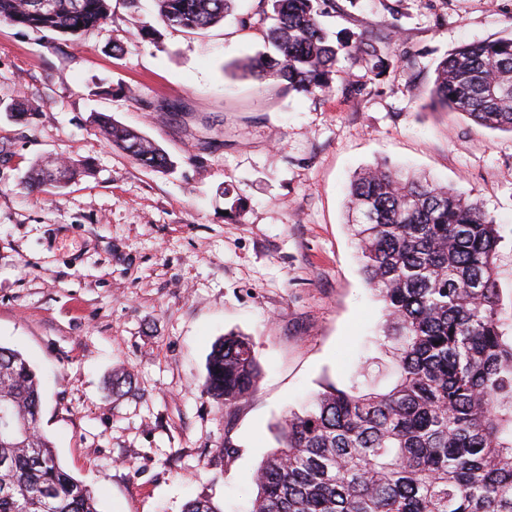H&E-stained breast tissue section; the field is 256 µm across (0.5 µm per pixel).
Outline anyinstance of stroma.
<instances>
[{"label":"stroma","instance_id":"1","mask_svg":"<svg viewBox=\"0 0 512 512\" xmlns=\"http://www.w3.org/2000/svg\"><path fill=\"white\" fill-rule=\"evenodd\" d=\"M341 38L388 42L386 75L340 63L329 91L225 72L264 48L259 0L198 33L154 0H110L79 40L0 21V345L42 381L39 425L98 512H250L273 427L325 382L389 391L382 304L347 223L379 163L461 192L502 226L512 304V133L426 109L439 62L512 36V0H329ZM152 29L144 40L141 29ZM103 112L161 147L160 172L113 149ZM72 160L67 186H29ZM248 336L250 397L204 392L214 343Z\"/></svg>","mask_w":512,"mask_h":512}]
</instances>
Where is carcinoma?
I'll return each instance as SVG.
<instances>
[{
    "label": "carcinoma",
    "mask_w": 512,
    "mask_h": 512,
    "mask_svg": "<svg viewBox=\"0 0 512 512\" xmlns=\"http://www.w3.org/2000/svg\"><path fill=\"white\" fill-rule=\"evenodd\" d=\"M0 0V19L78 39L108 16L109 0ZM168 27L203 31L234 0H156ZM269 50L234 69L284 90L330 87L340 58L389 69L385 48L332 40L325 0H269ZM430 110L512 132V38L467 44L436 68ZM111 146L142 165L172 161L145 136L97 112ZM77 163L35 169L42 186L68 184ZM350 222L361 274L383 303L397 381L386 393L327 384L312 406L277 426L278 447L256 472L251 512H512V307L496 279L493 217L450 188L376 165L351 182ZM204 388L231 406L260 376L253 343L229 333L207 360ZM40 382L23 355L0 346V512H98L38 427ZM183 512H223L209 498Z\"/></svg>",
    "instance_id": "1"
}]
</instances>
